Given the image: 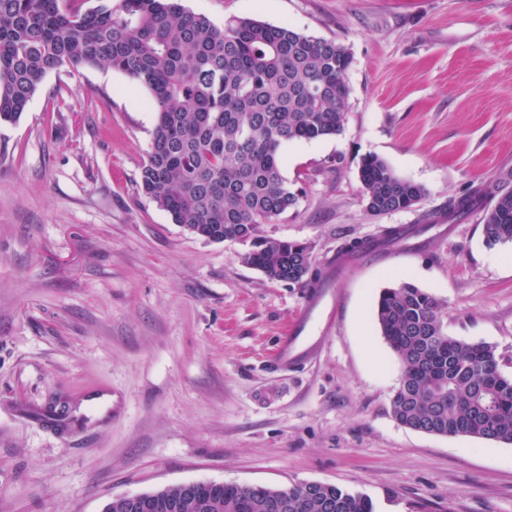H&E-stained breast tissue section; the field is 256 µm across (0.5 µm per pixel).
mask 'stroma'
<instances>
[{
  "instance_id": "obj_1",
  "label": "stroma",
  "mask_w": 512,
  "mask_h": 512,
  "mask_svg": "<svg viewBox=\"0 0 512 512\" xmlns=\"http://www.w3.org/2000/svg\"><path fill=\"white\" fill-rule=\"evenodd\" d=\"M345 45L343 131L285 146L297 205L265 238L327 269L353 239L425 225L382 261L324 280L312 360L274 354L307 286L245 264L139 190L157 115L107 66L48 75L0 126V512H102L116 496L213 481L325 483L374 512H512V445L402 426L404 366L375 322L398 281L434 296L449 335L492 345L512 378V244L488 247L470 189L512 190V0H183ZM425 195L371 214L363 157ZM481 201V193L479 190H471L466 194L454 199L448 205V219L449 221L456 220L461 215L468 213L475 208Z\"/></svg>"
}]
</instances>
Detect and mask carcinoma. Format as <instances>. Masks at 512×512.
<instances>
[{"label": "carcinoma", "instance_id": "obj_1", "mask_svg": "<svg viewBox=\"0 0 512 512\" xmlns=\"http://www.w3.org/2000/svg\"><path fill=\"white\" fill-rule=\"evenodd\" d=\"M350 51L336 41L288 25L235 18L218 27L182 0H0V125L19 121L51 72L108 66L146 88L157 123L140 188L173 223L204 238L252 240L247 265L267 278L302 284L320 278L307 245L257 235L294 207L298 192L282 172V148L335 136L344 128ZM359 179L370 212L412 208L425 189L376 157L362 160ZM481 201L472 190L448 205V220ZM486 244L512 243V191L492 192L483 209ZM401 226L383 239H354L356 257L399 242ZM376 324L405 366L392 400L403 426L444 436L512 445V379L498 370L495 349L448 335L438 301L402 281L380 293ZM203 503L181 512H273V489L204 486ZM174 487L139 512H170ZM303 505L288 512H373L368 498L335 485H299Z\"/></svg>", "mask_w": 512, "mask_h": 512}]
</instances>
